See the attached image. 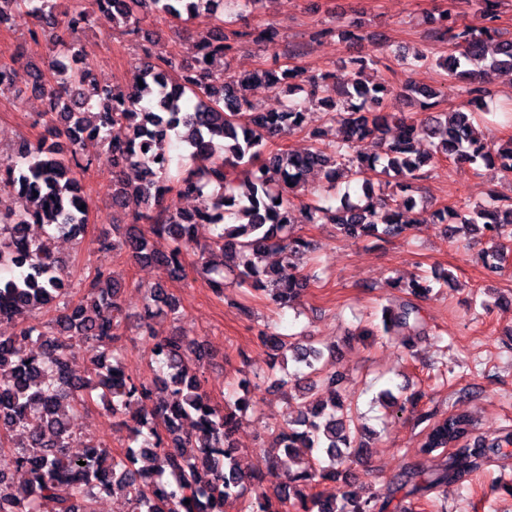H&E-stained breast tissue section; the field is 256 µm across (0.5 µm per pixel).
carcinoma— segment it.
<instances>
[{
	"label": "carcinoma",
	"mask_w": 512,
	"mask_h": 512,
	"mask_svg": "<svg viewBox=\"0 0 512 512\" xmlns=\"http://www.w3.org/2000/svg\"><path fill=\"white\" fill-rule=\"evenodd\" d=\"M489 0H466L478 25L460 22L448 12L436 21L434 37L446 40L453 51L439 66L451 80L465 83L466 100L456 110H435L439 89L406 84L400 94L418 105L425 117L417 120L403 112L386 110L394 91L367 78L369 60H351V78L339 84L329 74L304 76L298 68H259L232 76L214 72L207 57L229 59L243 42L273 43V26L239 30L235 21L216 17L215 29L199 37L192 61H158L145 57L138 70L143 85L104 87L88 67L54 68L53 82L34 71L35 87L45 97L47 135L36 142L22 140L14 156L0 159V193H24L32 205L15 210L0 203V269L26 263L27 269L0 279V322H20L15 336H0V512H93L92 503L121 492L132 512H225V506L251 493L248 512H415V501L450 483L475 474L482 464L505 454L512 446L507 427L492 440L473 436L475 420L465 412L424 416L428 425L420 455L431 465L413 464L386 487L364 496L355 485L354 464L368 455L361 440L363 427L354 423L343 398L323 401L314 393L317 384L339 386L343 376L330 369L323 352L292 343L272 331L259 333L272 358L292 359L294 373L283 368L269 380L298 391L296 416L274 429V444L290 457H306L296 470L276 472L273 462L250 470L241 467L232 434L238 418L249 408L243 396L225 408L212 404L203 390L197 367L203 359L200 344L181 336H159L153 320L179 316L175 298L157 285L140 317L139 334L150 347L155 364L150 380L125 371L122 343L124 311L122 282L99 269L82 300L67 301L69 284L58 260L29 236L32 224L46 225L62 237L77 234L87 223L79 204L77 175L96 161V149L108 146L112 155V203L126 211L131 224H145L135 232L120 227L104 234L102 245L124 250L138 260H156L171 276L183 278V251L197 245L195 227L211 224L215 234L201 247L199 264L217 294L235 287L263 291L278 306L293 307L310 287L300 271L301 260L315 244L298 233L304 224H332L346 238H406L420 223L444 224L448 236L455 225L478 224L493 246L481 253L484 267L502 269L512 241V200L474 208L446 206L415 211L412 195L424 168L438 158L463 161L502 176H512V137L491 145L479 131L482 114L489 111L486 90L478 83L487 70L512 72V39L492 26L493 15L484 8ZM95 10L81 5L59 12L51 0H0V24L33 18L39 31L50 33L53 54L76 58L71 35L102 17L114 28L136 31L139 13H155L182 21L200 11L216 12L224 0H91ZM17 48L14 63L0 64V92L13 88L14 64L27 57ZM307 83L308 103L327 110L338 125L340 139L330 145L320 131H310L314 143L298 154L273 151L270 142L285 131L307 123L306 106L293 100L280 112H251L242 90L253 86L298 90L296 79ZM126 130L112 138V127ZM379 139L380 151L360 150L365 139ZM182 142L195 167L171 171L168 146ZM128 167L141 170L134 183L124 178ZM318 172L327 182L354 179L362 196H346L339 205L316 201L297 204L293 193L306 187ZM195 196L201 206L194 214L164 203L169 193ZM168 250L160 252L154 239ZM280 260L268 265V254ZM400 295L381 310V335L409 350L411 339L424 331L416 301L432 290L431 280L415 276L394 281ZM53 310L44 327L29 322L36 314ZM99 350L90 376L76 378L69 360L81 346ZM172 387L170 399L154 398L157 383ZM101 389L112 417L122 420L139 449L128 447L114 455L102 443H80L79 455L69 453L74 437L69 410ZM404 410L423 398L420 391L402 398L389 390L380 393ZM194 420L187 431L183 422ZM85 465H79V462ZM26 475L17 486L11 470ZM338 479L341 496L324 499L314 492L316 478ZM189 504H184L185 500Z\"/></svg>",
	"instance_id": "cac0c4a2"
}]
</instances>
